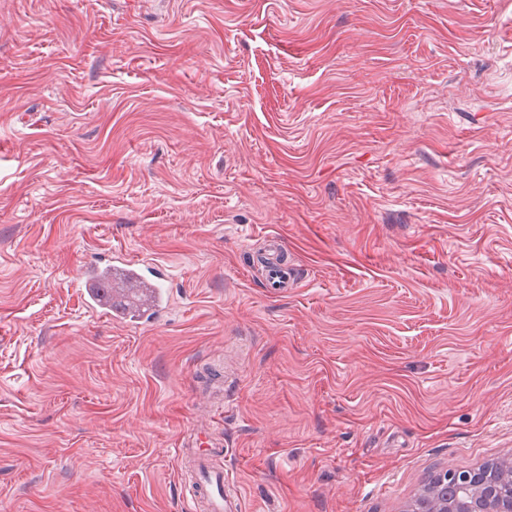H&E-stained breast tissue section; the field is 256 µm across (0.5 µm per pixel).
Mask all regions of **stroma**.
Listing matches in <instances>:
<instances>
[{"instance_id":"obj_1","label":"stroma","mask_w":512,"mask_h":512,"mask_svg":"<svg viewBox=\"0 0 512 512\" xmlns=\"http://www.w3.org/2000/svg\"><path fill=\"white\" fill-rule=\"evenodd\" d=\"M199 435L238 512L512 459V0H0V512H183ZM265 239L267 243L263 252L256 256L257 263L264 271L265 288L276 293L292 288L296 281L294 269L289 270L279 262L282 240L275 236H267ZM161 279L156 265L132 262L113 253L108 264L86 266L77 288L91 307L114 321H151L166 308L165 295L159 289ZM121 288L130 290L133 298L123 295Z\"/></svg>"}]
</instances>
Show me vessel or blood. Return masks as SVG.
<instances>
[{
    "mask_svg": "<svg viewBox=\"0 0 512 512\" xmlns=\"http://www.w3.org/2000/svg\"><path fill=\"white\" fill-rule=\"evenodd\" d=\"M282 248L281 239L271 236L256 256L266 288L277 293L293 287L296 281L294 272L279 262ZM161 278L156 265L136 263L116 253L108 264L86 266L77 288L91 307L112 320L151 321L166 307L159 289ZM179 455L192 463L184 481L188 512H236L235 503L224 492V471L213 465L215 459L223 457V448L194 445L180 449Z\"/></svg>",
    "mask_w": 512,
    "mask_h": 512,
    "instance_id": "1",
    "label": "vessel or blood"
}]
</instances>
